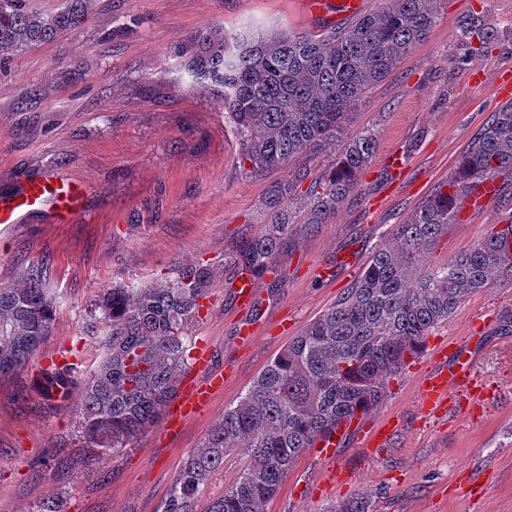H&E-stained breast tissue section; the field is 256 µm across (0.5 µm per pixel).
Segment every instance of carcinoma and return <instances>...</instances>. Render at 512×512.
Masks as SVG:
<instances>
[{"label":"carcinoma","instance_id":"cac0c4a2","mask_svg":"<svg viewBox=\"0 0 512 512\" xmlns=\"http://www.w3.org/2000/svg\"><path fill=\"white\" fill-rule=\"evenodd\" d=\"M93 0H64L44 13L32 0H0V65L79 27ZM439 0H382L341 28L321 34H249L210 27L177 51L198 87L224 89L242 164L277 170L342 127L354 103L386 80L434 26ZM461 36L484 46L490 27L472 23ZM377 137L359 132L326 175L305 230H314L358 186ZM512 176V102L503 103L461 153L454 175L434 186L389 240L372 254L353 286L270 360L243 396L224 407L178 471L163 512H263L317 437L379 405L387 382L422 353L432 330L496 279L512 280V222L494 224L472 248L444 265L423 269L420 254L458 223L464 199L479 183ZM292 225L274 215L264 231L242 240L238 268L276 277L274 257L294 246ZM199 263L160 285L106 289L89 317L105 329V354L86 374L75 362H51L30 388L64 405L80 392L76 436L100 457L124 448L161 423L188 364L189 325L199 319L210 287ZM57 306L39 265L0 288V376L24 370L50 335ZM242 451L249 460L224 493L204 498V485Z\"/></svg>","mask_w":512,"mask_h":512}]
</instances>
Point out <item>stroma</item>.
I'll list each match as a JSON object with an SVG mask.
<instances>
[{"label":"stroma","instance_id":"stroma-1","mask_svg":"<svg viewBox=\"0 0 512 512\" xmlns=\"http://www.w3.org/2000/svg\"><path fill=\"white\" fill-rule=\"evenodd\" d=\"M472 17L497 33L488 50L466 51L456 37ZM215 26L320 31L303 0H94L78 29L15 53L0 70V196L46 171L88 189L83 212L70 223L34 213L0 230V287L43 263L44 286L58 310L28 367L0 378V512H28L53 499L63 512H163L174 477L225 406L351 287L393 225L453 176L459 155L500 105L497 82L512 72V0H440L428 37L354 105L336 135L258 176L239 160L220 92L192 85L177 55L191 34ZM367 127L378 147L357 190L318 229L300 235L295 250L277 255L284 277L258 279L254 308L240 311L232 291L237 269L225 255L275 213L305 223L343 143ZM394 153L406 161L398 181L386 167ZM283 184L290 185L289 196L278 195ZM511 215L507 194L464 210L422 253L420 266L445 264ZM341 253L352 263L337 265ZM200 262L211 263L213 277L189 333L211 348L214 367L234 365L235 377L213 410L178 439L154 429L94 457L79 446L70 409H44L27 389L30 378L60 354L86 373L97 366L104 329L88 308L103 290L160 284ZM318 266L332 267V279L317 278ZM484 311L495 321L470 346L477 374L496 389L483 414L421 423L413 392L430 365L421 354L389 379L383 403L368 417L372 423L400 417L388 446L369 454L354 436L338 448L335 462L352 471L351 488L318 493L327 463L309 453L264 512H325L359 494L369 496L372 512H512V283L473 294L430 339L464 340L469 318ZM247 319L258 321L262 333L244 348L237 336ZM56 454L70 459V467L56 469Z\"/></svg>","mask_w":512,"mask_h":512}]
</instances>
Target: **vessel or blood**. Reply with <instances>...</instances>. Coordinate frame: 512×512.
<instances>
[{
  "label": "vessel or blood",
  "mask_w": 512,
  "mask_h": 512,
  "mask_svg": "<svg viewBox=\"0 0 512 512\" xmlns=\"http://www.w3.org/2000/svg\"><path fill=\"white\" fill-rule=\"evenodd\" d=\"M306 4L315 19L326 27L355 16L364 8V0H306ZM86 193L81 182L51 171L21 181L11 197L0 198V225L25 223L35 212L45 213L54 224L70 223L81 213ZM437 354L443 357V364L426 371L415 388L417 408L423 417L442 416L455 410L466 414L484 405L490 389L469 366L465 344L450 343L439 347ZM211 358L209 347L198 345L192 367L181 377L178 392L169 406L163 425L165 435H176L187 423L210 412L216 395L231 380V370H211ZM399 426L396 417L383 419L366 430L362 448L368 450L386 444ZM344 436V430L340 429L319 437L314 443L320 458L330 463L321 483L322 491L340 489L352 481L350 471L334 463L336 447Z\"/></svg>",
  "instance_id": "1"
}]
</instances>
